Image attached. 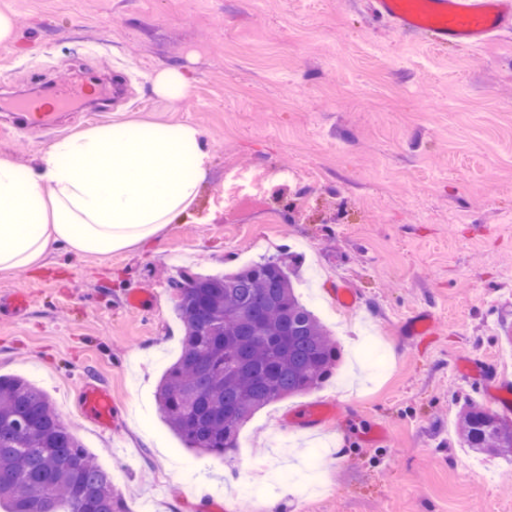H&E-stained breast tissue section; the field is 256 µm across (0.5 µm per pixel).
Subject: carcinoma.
<instances>
[{"label": "carcinoma", "mask_w": 512, "mask_h": 512, "mask_svg": "<svg viewBox=\"0 0 512 512\" xmlns=\"http://www.w3.org/2000/svg\"><path fill=\"white\" fill-rule=\"evenodd\" d=\"M184 336L157 399L185 447L229 458L243 426L273 402L321 387L341 357L304 303L282 257L222 274L179 273ZM462 447L512 464V421L466 403ZM7 512H130L100 464L61 421L50 397L0 375V505Z\"/></svg>", "instance_id": "carcinoma-1"}]
</instances>
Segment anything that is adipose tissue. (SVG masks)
<instances>
[{"label":"adipose tissue","instance_id":"obj_1","mask_svg":"<svg viewBox=\"0 0 512 512\" xmlns=\"http://www.w3.org/2000/svg\"><path fill=\"white\" fill-rule=\"evenodd\" d=\"M202 139L192 123L117 122L53 141L26 171L0 158V271L157 242L211 164Z\"/></svg>","mask_w":512,"mask_h":512}]
</instances>
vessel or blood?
<instances>
[{"label":"vessel or blood","instance_id":"1","mask_svg":"<svg viewBox=\"0 0 512 512\" xmlns=\"http://www.w3.org/2000/svg\"><path fill=\"white\" fill-rule=\"evenodd\" d=\"M370 6L388 26L440 47H476L512 29V0H370ZM84 408L104 426L113 403L106 390L89 386Z\"/></svg>","mask_w":512,"mask_h":512}]
</instances>
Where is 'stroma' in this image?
<instances>
[{
  "mask_svg": "<svg viewBox=\"0 0 512 512\" xmlns=\"http://www.w3.org/2000/svg\"><path fill=\"white\" fill-rule=\"evenodd\" d=\"M368 0H0L15 39L0 48V158L32 165L53 140L121 121L193 123L212 156L192 208L159 245L107 257L60 250L40 271L0 273L27 312L0 310V375L46 392L66 426L112 476L130 512H512V466L463 467L464 402L498 405L460 361L512 352V32L480 46L436 47L372 16ZM183 72L187 94L154 78ZM111 76L112 109L85 99L54 127L26 130L17 103L62 75ZM299 255L297 291L342 349L318 389L274 402L242 428L238 454L267 464V487L242 491L231 466L185 448L156 389L184 334L171 282ZM347 281L361 298L337 309ZM149 299L126 307L131 291ZM430 313L431 334L404 335ZM381 336L384 367L355 355ZM112 392L108 428L90 422L88 384ZM318 405L315 435L278 419ZM327 446L325 489L306 474ZM155 88L160 95L178 100L188 92V80L179 70L168 69L157 75Z\"/></svg>",
  "mask_w": 512,
  "mask_h": 512,
  "instance_id": "stroma-1",
  "label": "stroma"
}]
</instances>
